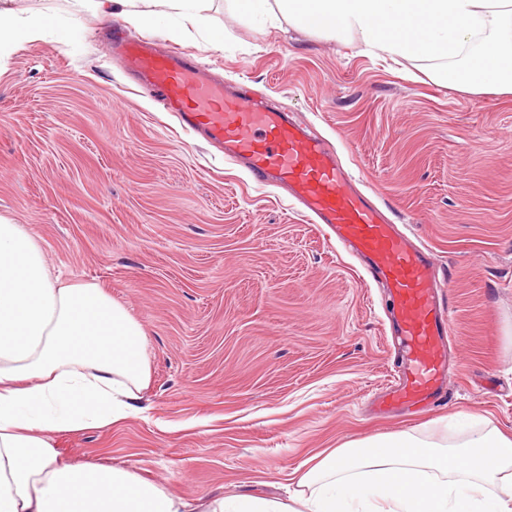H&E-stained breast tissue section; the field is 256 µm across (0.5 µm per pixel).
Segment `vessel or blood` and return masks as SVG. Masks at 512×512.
Segmentation results:
<instances>
[{
  "label": "vessel or blood",
  "mask_w": 512,
  "mask_h": 512,
  "mask_svg": "<svg viewBox=\"0 0 512 512\" xmlns=\"http://www.w3.org/2000/svg\"><path fill=\"white\" fill-rule=\"evenodd\" d=\"M107 45L122 56L138 84L161 94L185 129L223 148L225 158L243 164L255 183L285 188L309 221L324 225L385 288L392 303L391 332L403 355L378 410L444 400L451 313L430 251L355 188L326 142L288 113L229 90L176 49L158 48L118 28Z\"/></svg>",
  "instance_id": "b4317fda"
}]
</instances>
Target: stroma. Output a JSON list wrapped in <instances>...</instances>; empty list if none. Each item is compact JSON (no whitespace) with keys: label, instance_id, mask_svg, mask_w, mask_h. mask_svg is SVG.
I'll list each match as a JSON object with an SVG mask.
<instances>
[{"label":"stroma","instance_id":"1","mask_svg":"<svg viewBox=\"0 0 512 512\" xmlns=\"http://www.w3.org/2000/svg\"><path fill=\"white\" fill-rule=\"evenodd\" d=\"M211 0L224 36L169 40L215 76L323 137L344 168L438 260L451 334L445 402L373 417L387 378L385 302L359 261L295 201L252 181L132 82L70 0L42 40L0 53V215L48 269L97 283L146 331L150 380L127 419L56 431L69 463L126 467L188 501L287 500L326 448L440 420L512 428V104L434 83L348 36L280 37Z\"/></svg>","mask_w":512,"mask_h":512}]
</instances>
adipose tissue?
Masks as SVG:
<instances>
[{
  "label": "adipose tissue",
  "instance_id": "adipose-tissue-1",
  "mask_svg": "<svg viewBox=\"0 0 512 512\" xmlns=\"http://www.w3.org/2000/svg\"><path fill=\"white\" fill-rule=\"evenodd\" d=\"M263 32L291 25L355 37L415 62L436 84L512 101V0H227ZM151 29L206 24V0H73ZM463 65H456V58ZM146 333L98 284L48 270L21 225L0 217V512H512V431L456 444L404 430L345 443L291 475L287 502L222 494L191 504L125 467L72 465L50 438L136 411Z\"/></svg>",
  "mask_w": 512,
  "mask_h": 512
}]
</instances>
